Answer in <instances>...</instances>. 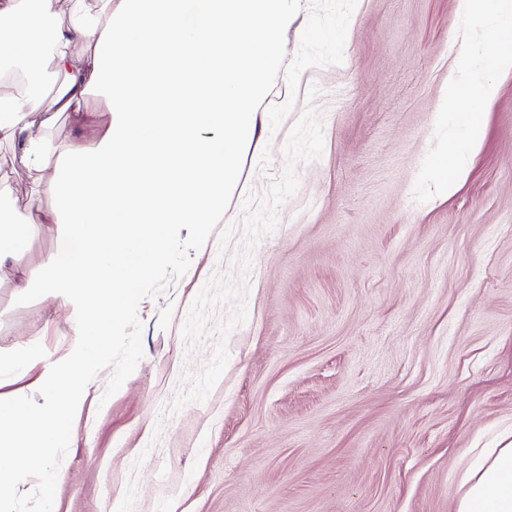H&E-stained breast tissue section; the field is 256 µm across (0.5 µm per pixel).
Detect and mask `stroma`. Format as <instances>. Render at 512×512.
Here are the masks:
<instances>
[{
    "instance_id": "35a3bbf8",
    "label": "stroma",
    "mask_w": 512,
    "mask_h": 512,
    "mask_svg": "<svg viewBox=\"0 0 512 512\" xmlns=\"http://www.w3.org/2000/svg\"><path fill=\"white\" fill-rule=\"evenodd\" d=\"M490 37L459 0H292L239 182L116 327L55 512H455L479 450L512 443V73ZM17 142L0 130V178L50 210L54 169L15 171ZM56 232L0 271V364L73 334L17 286Z\"/></svg>"
}]
</instances>
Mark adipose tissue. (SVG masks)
Segmentation results:
<instances>
[{
  "label": "adipose tissue",
  "mask_w": 512,
  "mask_h": 512,
  "mask_svg": "<svg viewBox=\"0 0 512 512\" xmlns=\"http://www.w3.org/2000/svg\"><path fill=\"white\" fill-rule=\"evenodd\" d=\"M59 0H0V63H51L66 79L52 97L17 94L0 82V130L19 140L16 169L40 172L57 155L54 207L23 215L14 187L0 181V268L18 265L42 225L58 227L37 293L59 301L75 328L56 359L33 351L43 393L32 405L0 395V503L33 468L53 500L62 478L51 461L73 440L88 381L105 367L112 330L167 256L175 229L203 230L238 180V157L252 139L253 107L281 66L279 35L288 0H104L98 10ZM492 31V66L512 71V0H460ZM106 98L97 123L89 92ZM94 127L95 145L63 147L48 136L60 113ZM456 512H512V444L492 448L465 477Z\"/></svg>",
  "instance_id": "1"
}]
</instances>
